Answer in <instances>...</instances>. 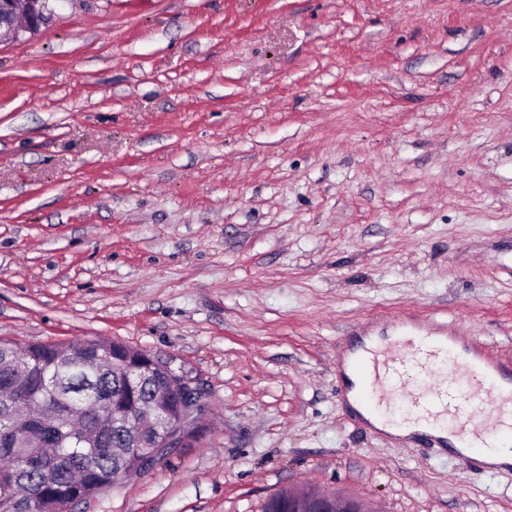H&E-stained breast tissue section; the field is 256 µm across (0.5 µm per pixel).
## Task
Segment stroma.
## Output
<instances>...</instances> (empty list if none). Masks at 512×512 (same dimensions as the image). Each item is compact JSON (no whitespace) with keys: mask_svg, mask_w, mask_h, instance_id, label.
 I'll use <instances>...</instances> for the list:
<instances>
[{"mask_svg":"<svg viewBox=\"0 0 512 512\" xmlns=\"http://www.w3.org/2000/svg\"><path fill=\"white\" fill-rule=\"evenodd\" d=\"M0 39V339L123 342L196 438L85 512H512L374 432L337 355L423 322L512 365V0H55ZM307 492V491H306ZM286 490L275 495V497L288 499L274 500L270 512H365L366 510L359 501L336 496V499L318 494Z\"/></svg>","mask_w":512,"mask_h":512,"instance_id":"obj_1","label":"stroma"}]
</instances>
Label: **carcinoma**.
Segmentation results:
<instances>
[{"mask_svg": "<svg viewBox=\"0 0 512 512\" xmlns=\"http://www.w3.org/2000/svg\"><path fill=\"white\" fill-rule=\"evenodd\" d=\"M138 349L120 341L0 342V512H76L143 467L132 427L141 410L156 409L161 431L173 438L184 394L159 357L137 378L109 363L135 365ZM50 412L56 420L46 424Z\"/></svg>", "mask_w": 512, "mask_h": 512, "instance_id": "1", "label": "carcinoma"}]
</instances>
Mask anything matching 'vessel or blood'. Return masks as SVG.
<instances>
[{"instance_id":"1","label":"vessel or blood","mask_w":512,"mask_h":512,"mask_svg":"<svg viewBox=\"0 0 512 512\" xmlns=\"http://www.w3.org/2000/svg\"><path fill=\"white\" fill-rule=\"evenodd\" d=\"M363 399L391 414L402 406L410 419L446 426L465 448L493 451L512 432V387L503 371L481 357L466 358L453 341L429 335L393 337L358 360Z\"/></svg>"}]
</instances>
